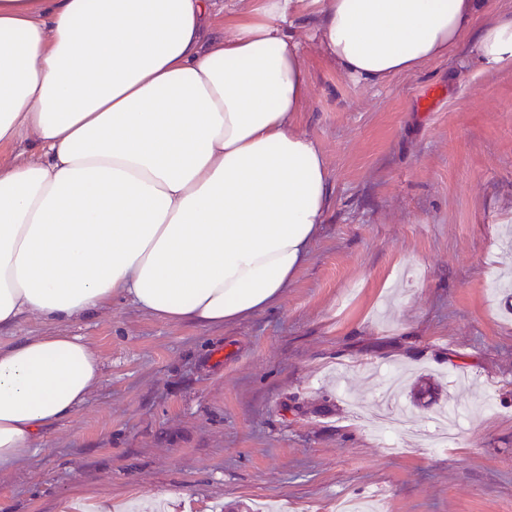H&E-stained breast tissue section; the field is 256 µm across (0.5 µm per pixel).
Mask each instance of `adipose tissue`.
Here are the masks:
<instances>
[{"mask_svg": "<svg viewBox=\"0 0 512 512\" xmlns=\"http://www.w3.org/2000/svg\"><path fill=\"white\" fill-rule=\"evenodd\" d=\"M0 0V331L127 300L221 326L272 306L330 204L297 120L311 94L296 22L366 86L447 57L488 0ZM474 51L512 65V18ZM105 380L82 337L0 345V470Z\"/></svg>", "mask_w": 512, "mask_h": 512, "instance_id": "obj_1", "label": "adipose tissue"}]
</instances>
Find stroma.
<instances>
[{"label": "stroma", "instance_id": "obj_1", "mask_svg": "<svg viewBox=\"0 0 512 512\" xmlns=\"http://www.w3.org/2000/svg\"><path fill=\"white\" fill-rule=\"evenodd\" d=\"M299 128L324 153L331 203L311 254L271 308L200 329L118 300L67 324L106 379L0 471V512H512V65L483 68L465 38L380 87L306 45ZM432 376L433 428L469 412L438 451L369 418L390 370Z\"/></svg>", "mask_w": 512, "mask_h": 512}]
</instances>
